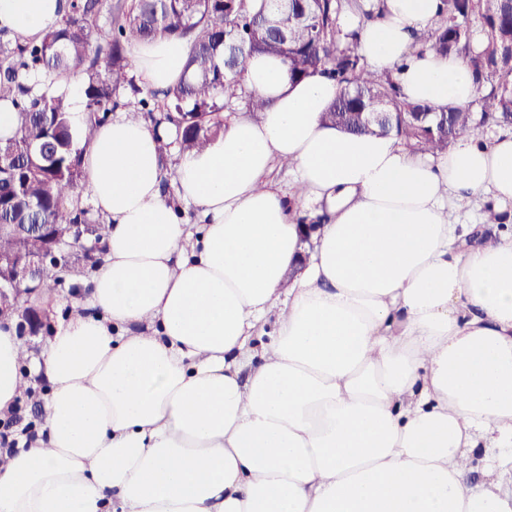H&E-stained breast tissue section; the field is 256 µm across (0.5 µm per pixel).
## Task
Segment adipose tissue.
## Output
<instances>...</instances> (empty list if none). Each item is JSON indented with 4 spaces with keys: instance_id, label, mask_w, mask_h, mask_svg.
Here are the masks:
<instances>
[{
    "instance_id": "1",
    "label": "adipose tissue",
    "mask_w": 512,
    "mask_h": 512,
    "mask_svg": "<svg viewBox=\"0 0 512 512\" xmlns=\"http://www.w3.org/2000/svg\"><path fill=\"white\" fill-rule=\"evenodd\" d=\"M368 2L377 20L340 25L371 70L410 101L475 99L463 59L415 44L442 0ZM63 3L0 0V28L42 36ZM186 58L133 49L149 88ZM241 80L266 109L181 155L175 196L163 129L120 114L85 145L104 258L29 362L0 318V415L49 383L36 439L0 458V512H512V134L431 156L324 124L327 75L256 54ZM484 197L501 222L464 241L452 218ZM303 211L328 220L289 282Z\"/></svg>"
}]
</instances>
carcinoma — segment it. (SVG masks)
Returning a JSON list of instances; mask_svg holds the SVG:
<instances>
[{
    "mask_svg": "<svg viewBox=\"0 0 512 512\" xmlns=\"http://www.w3.org/2000/svg\"><path fill=\"white\" fill-rule=\"evenodd\" d=\"M107 2L66 0L62 21L38 41L6 40L0 30V101L17 106L18 122L14 137L0 139V225H31L25 237L1 231V254L36 257L46 236L64 243L72 225L87 221L84 209L65 206L82 188L84 160L54 80L82 68L90 119L81 136L88 143L117 106V91L131 83L127 49L147 39L186 40L187 76L173 89L149 91L129 118L162 113L183 152L204 149L224 130L217 114L225 108L239 101L256 114L266 108L267 100L245 92L238 80L257 53L280 58L292 82L316 72L336 80L326 124L354 134H393L424 154L436 156L485 125H512V0H442V14L418 37L421 50L469 66L479 95L464 107L410 102L390 73L370 70L357 50L358 33L342 34L346 0H304L302 19L277 13L276 0H263L257 11L248 0H117L122 23L110 38L98 25ZM274 20L288 26L287 39L278 38ZM369 112L387 113L386 121L368 123Z\"/></svg>",
    "mask_w": 512,
    "mask_h": 512,
    "instance_id": "cac0c4a2",
    "label": "carcinoma"
}]
</instances>
